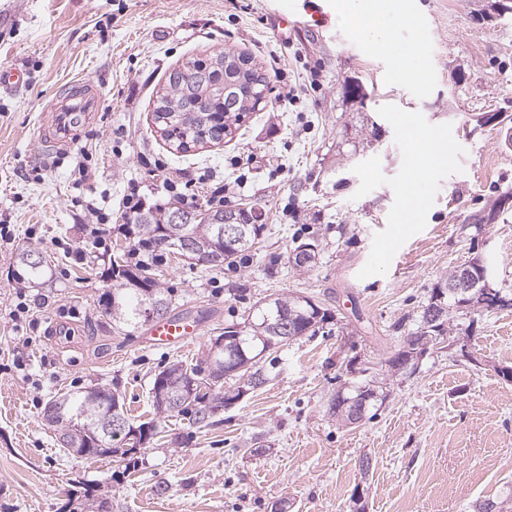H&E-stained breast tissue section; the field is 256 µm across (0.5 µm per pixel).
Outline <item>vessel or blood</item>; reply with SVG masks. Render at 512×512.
I'll list each match as a JSON object with an SVG mask.
<instances>
[{
  "label": "vessel or blood",
  "instance_id": "1",
  "mask_svg": "<svg viewBox=\"0 0 512 512\" xmlns=\"http://www.w3.org/2000/svg\"><path fill=\"white\" fill-rule=\"evenodd\" d=\"M102 94L98 88H87L83 94L67 93L57 99L46 114L45 122L38 128L42 150L64 152L73 148L88 124L93 112L99 111ZM201 327L197 316L182 314L152 323L147 332L148 342L157 348L174 349L189 345Z\"/></svg>",
  "mask_w": 512,
  "mask_h": 512
}]
</instances>
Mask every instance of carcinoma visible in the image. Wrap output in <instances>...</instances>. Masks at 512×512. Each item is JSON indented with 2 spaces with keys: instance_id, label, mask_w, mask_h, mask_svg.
Returning a JSON list of instances; mask_svg holds the SVG:
<instances>
[{
  "instance_id": "carcinoma-1",
  "label": "carcinoma",
  "mask_w": 512,
  "mask_h": 512,
  "mask_svg": "<svg viewBox=\"0 0 512 512\" xmlns=\"http://www.w3.org/2000/svg\"><path fill=\"white\" fill-rule=\"evenodd\" d=\"M235 56L236 53L221 49L212 52L205 61H188L170 72L164 93L157 96L154 120L161 135L173 139L176 151L185 153L196 147V143L205 140L212 143L222 141L232 134V127L239 124L244 114L255 111V94L268 89L270 77L263 68L256 65L249 71L239 70L233 63ZM205 66L227 74L230 92L239 96L238 105L224 120L222 128L210 125L207 120L206 93L222 95L224 87L197 86L198 75ZM174 202H179V199H171L153 210L132 215L124 225V231L133 239V245L127 252L110 261L106 274L111 281V288L103 299L104 313L112 318L115 327L135 330L145 325L150 322L148 310L155 303L160 304L161 314L158 318L166 317L172 298L160 287L152 266L172 253L188 262L194 261L195 253L176 248L181 238L187 233H198L196 246L200 248L205 245V240L213 238L224 226V211L215 210L207 214L201 209L190 210L196 217L194 223L172 224L169 220V205ZM237 214L248 223L245 243L225 246L210 261L213 267L226 265L234 268L250 259L265 229L263 224L250 223L248 210L240 208ZM163 237L171 238L175 247L159 246ZM31 254V250L23 251L18 256V262L30 278L38 280L44 274L45 265H31ZM290 306H294L292 299L275 297L252 316H243L242 321L250 318L255 323H261L267 316L274 323L279 317V309ZM334 319V310L320 302L317 310L307 313L306 318L295 322V326L303 334L314 336L323 328L324 323ZM237 326L239 323L234 321L224 324L221 335L226 339V344L240 347L249 355L259 354L260 350L256 346L260 341L251 335L237 333L234 331ZM172 376L198 380L195 393L185 399L175 395L164 406L152 401L159 414L175 413L193 425L203 424L210 418L211 409L219 404L224 406L236 397L235 391L224 389V379L232 376V373L224 367L222 360L208 359V366L203 370L175 364L158 373L155 380ZM115 416H125L123 403L115 393L96 384L76 393L60 394L48 403L44 413L47 424L61 432V447L85 459L112 457L118 453L125 456L153 438L152 430L156 429L153 423L144 422L136 427L129 424L126 430L117 431L110 423V419Z\"/></svg>"
}]
</instances>
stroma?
<instances>
[{
  "instance_id": "35a3bbf8",
  "label": "stroma",
  "mask_w": 512,
  "mask_h": 512,
  "mask_svg": "<svg viewBox=\"0 0 512 512\" xmlns=\"http://www.w3.org/2000/svg\"><path fill=\"white\" fill-rule=\"evenodd\" d=\"M0 0V66L27 84L0 91V512H65L86 492L112 512H475L512 497V308L475 313L473 332L392 375L402 341L435 283L465 259L512 295V11L503 0H389L375 20L385 51L336 17L338 0ZM235 48L270 72L271 90L214 148L172 151L152 109L172 68ZM372 93L359 103L344 84ZM70 81L100 86L83 130L91 156L43 155L38 119ZM437 134L448 160L410 183L409 130ZM191 181L189 206L246 207L266 231L237 268L168 259L155 269L177 312L204 322L188 349L151 348L114 329L99 302L103 260L83 227L114 248L131 187L165 201L166 179ZM223 197H215V187ZM319 263L289 266L307 237ZM51 260L42 284L17 257ZM30 326L9 312L17 292ZM304 293L337 320L270 353V379L209 425L156 416L155 376L205 365L225 322L269 295ZM30 336L19 346L17 334ZM24 368H16V358ZM381 382L386 401L354 426L328 412L355 386L343 360ZM97 383L131 422L158 435L133 459L65 455L44 419L49 399ZM369 457L361 473L360 457Z\"/></svg>"
}]
</instances>
